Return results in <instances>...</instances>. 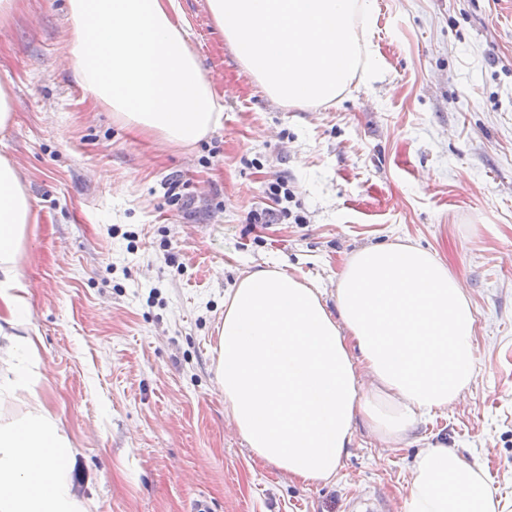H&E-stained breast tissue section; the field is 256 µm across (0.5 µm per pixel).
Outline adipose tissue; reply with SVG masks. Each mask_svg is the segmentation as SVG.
<instances>
[{
  "mask_svg": "<svg viewBox=\"0 0 512 512\" xmlns=\"http://www.w3.org/2000/svg\"><path fill=\"white\" fill-rule=\"evenodd\" d=\"M67 19L63 65L118 121L180 147L221 126L224 105L177 0H67ZM31 215L16 165L0 154V512H88L59 463L77 450L36 391L41 361L19 274ZM475 328L462 282L435 254L368 245L346 259L332 308L277 268L241 276L224 299L216 375L254 456L316 484L335 478L357 427L399 442L462 399L478 364ZM405 512L502 509L481 463L430 440L413 459Z\"/></svg>",
  "mask_w": 512,
  "mask_h": 512,
  "instance_id": "adipose-tissue-1",
  "label": "adipose tissue"
}]
</instances>
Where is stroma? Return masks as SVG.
<instances>
[{
    "instance_id": "1",
    "label": "stroma",
    "mask_w": 512,
    "mask_h": 512,
    "mask_svg": "<svg viewBox=\"0 0 512 512\" xmlns=\"http://www.w3.org/2000/svg\"><path fill=\"white\" fill-rule=\"evenodd\" d=\"M224 124L163 147L94 106L62 65L67 0H21L0 29L14 118L5 154L33 201L20 262L38 391L80 450L90 512H403L427 436L478 459L512 512V0H372L383 69L334 102L268 98L206 0H179ZM285 177L304 223L253 224ZM176 187L180 198L171 200ZM408 241L446 263L476 312L466 398L386 444L358 430L335 480L298 483L257 461L215 376L224 295L275 264L334 304L360 247Z\"/></svg>"
}]
</instances>
